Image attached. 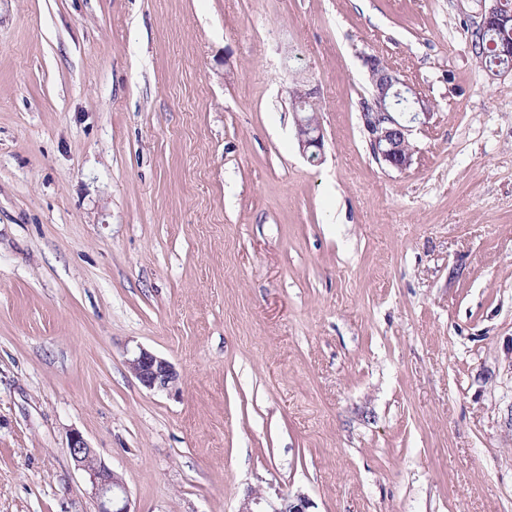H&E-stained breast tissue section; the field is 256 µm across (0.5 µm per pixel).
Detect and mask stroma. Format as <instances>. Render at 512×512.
<instances>
[{
	"mask_svg": "<svg viewBox=\"0 0 512 512\" xmlns=\"http://www.w3.org/2000/svg\"><path fill=\"white\" fill-rule=\"evenodd\" d=\"M480 12L0 0V512H97L74 429L133 512H512V72ZM366 54L434 104L402 172ZM293 98V106L296 112V135L299 148L303 153L311 150V158L314 159L318 156L317 152L321 151L323 134L319 125L315 122L314 118H310L303 112H299L297 106L304 108L306 103L310 102L315 94L314 88H310L308 84L297 83L291 89ZM131 374L147 390L155 392H171L176 388L178 372L167 359L153 352L139 348L127 360ZM309 505V500L304 496L297 497L295 501L283 498L280 507L268 502L267 506L270 507L271 510H263V497L257 493H251L244 499L238 512H310L307 510Z\"/></svg>",
	"mask_w": 512,
	"mask_h": 512,
	"instance_id": "1",
	"label": "stroma"
}]
</instances>
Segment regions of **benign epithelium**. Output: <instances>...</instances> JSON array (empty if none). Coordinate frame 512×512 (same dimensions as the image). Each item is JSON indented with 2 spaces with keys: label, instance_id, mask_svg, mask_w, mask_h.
<instances>
[{
  "label": "benign epithelium",
  "instance_id": "obj_1",
  "mask_svg": "<svg viewBox=\"0 0 512 512\" xmlns=\"http://www.w3.org/2000/svg\"><path fill=\"white\" fill-rule=\"evenodd\" d=\"M512 21V11L503 7L500 0L481 11L477 29H497ZM369 74L371 93L367 106L360 108V118L367 133L374 157L398 171L409 168L415 153L411 143L414 122L424 126L433 116V103L423 97L407 80L401 78L392 66L375 55L364 57ZM293 106H304L313 98L315 90L304 83L291 89ZM399 97L414 102L412 113L403 119V112L395 106ZM296 135L302 152H311L316 158L322 148L323 134L314 119L296 115ZM131 374L146 389L170 392L176 388L178 372L167 359L139 348L127 360ZM68 448L78 470L84 475L91 496L98 504L99 512H131L129 493L121 474L106 466L97 456L83 434L77 430L68 435ZM310 502L306 497L294 501L283 499L280 505L263 503V497L251 493L244 499L239 512H308Z\"/></svg>",
  "mask_w": 512,
  "mask_h": 512
}]
</instances>
